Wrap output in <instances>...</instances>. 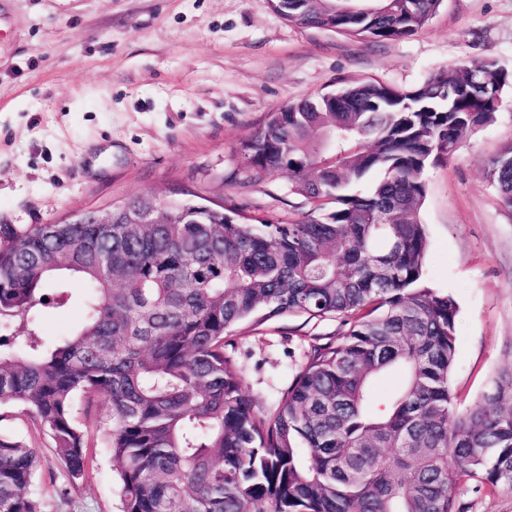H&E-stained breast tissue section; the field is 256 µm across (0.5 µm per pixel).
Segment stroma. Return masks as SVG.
<instances>
[{
	"mask_svg": "<svg viewBox=\"0 0 512 512\" xmlns=\"http://www.w3.org/2000/svg\"><path fill=\"white\" fill-rule=\"evenodd\" d=\"M469 59L512 73V0H443L414 36L374 42L286 22L270 0H0V224H53L139 194L221 205L274 223L312 202L287 174L251 177L237 154L268 112L366 79L395 88ZM512 146V86L492 123L429 167L424 285L458 305L451 385L466 410L512 366V208L489 162ZM37 309L44 343L85 319L81 281ZM340 320L285 315L238 328L226 352L257 411L272 412ZM91 409L87 476L69 498L52 442L20 407L0 432L37 448L46 512H121Z\"/></svg>",
	"mask_w": 512,
	"mask_h": 512,
	"instance_id": "35a3bbf8",
	"label": "stroma"
}]
</instances>
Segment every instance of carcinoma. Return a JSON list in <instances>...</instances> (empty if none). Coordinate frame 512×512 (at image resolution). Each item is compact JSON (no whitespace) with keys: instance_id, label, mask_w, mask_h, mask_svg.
<instances>
[{"instance_id":"1","label":"carcinoma","mask_w":512,"mask_h":512,"mask_svg":"<svg viewBox=\"0 0 512 512\" xmlns=\"http://www.w3.org/2000/svg\"><path fill=\"white\" fill-rule=\"evenodd\" d=\"M442 0H271L303 27L376 42L408 38ZM491 70L471 60L398 89L365 80L269 113L240 143L256 177L289 174L314 209L285 224L217 209L185 213L151 195L162 224L0 225V409L23 407L52 441L66 496L87 472L79 412L104 402L121 512H467V482L512 493V366L456 411L455 300L421 286L427 168L497 107L467 92ZM383 178L362 195L370 172ZM512 206V148L491 162ZM88 289L84 322L43 344L36 309L61 273ZM343 317L273 417L245 394L226 338L256 315ZM404 376L379 412L372 384ZM37 449L0 433V512H44Z\"/></svg>"}]
</instances>
